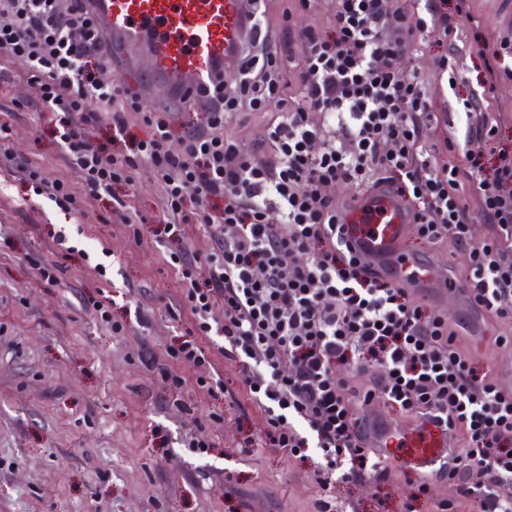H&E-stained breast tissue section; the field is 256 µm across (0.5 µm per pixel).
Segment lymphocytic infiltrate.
<instances>
[{"label": "lymphocytic infiltrate", "instance_id": "1", "mask_svg": "<svg viewBox=\"0 0 512 512\" xmlns=\"http://www.w3.org/2000/svg\"><path fill=\"white\" fill-rule=\"evenodd\" d=\"M253 3L259 54L244 62L234 92L214 87L206 125L185 133L176 153L166 116L144 109L124 81L99 80L108 58L83 0H68L63 10L57 0H0V15L9 18L0 25V60L26 59L41 87L40 111L61 113L56 140L80 172L84 194L116 199L139 163H148L163 187L162 217L148 232L162 240L173 225L199 224L218 246L206 255L170 252L195 335L150 357L147 367L178 387L182 379L166 361L187 362L199 369L202 391L224 395V379L201 344L216 329L214 306L223 305L218 350L263 413L266 443L299 459L317 448L323 484L388 477V460L366 446L352 409L353 401L380 397L464 440L465 454L439 468L457 497L439 501L438 512H456L462 501L475 512H512V391L461 348L450 316L412 299L345 243L337 201L326 192L345 183L408 201L419 240L467 252L460 280L474 308L512 323V161L488 166L500 119L484 108L498 82L512 80V41L490 44L470 0H331L326 31L292 28V11L313 9L316 0H290L276 33L266 0ZM464 27L466 51L483 73L470 93L465 139L429 138L423 130L433 124L432 105L400 62L432 35L442 50L439 73L457 80ZM92 99L111 105L112 138L124 150L107 154L91 141L88 131L101 120L87 108ZM273 101L279 116L254 154L241 155L224 134L225 119L265 111ZM131 112L141 113L146 138H130ZM314 112L322 123L311 120ZM21 173L59 208L80 212L81 196L65 182L32 166ZM473 201L491 224L481 240L466 218ZM365 374L368 384H354Z\"/></svg>", "mask_w": 512, "mask_h": 512}]
</instances>
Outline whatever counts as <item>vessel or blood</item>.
<instances>
[{
    "instance_id": "obj_1",
    "label": "vessel or blood",
    "mask_w": 512,
    "mask_h": 512,
    "mask_svg": "<svg viewBox=\"0 0 512 512\" xmlns=\"http://www.w3.org/2000/svg\"><path fill=\"white\" fill-rule=\"evenodd\" d=\"M93 8L116 72L133 67L127 46L149 40L156 84L144 99L148 105L162 100L196 103L197 91L238 55L251 27L248 0H93ZM336 219L356 252L382 265L404 287L461 293V283L447 270H434L404 251L412 215L399 197H360L340 207ZM368 444L409 469H436L451 452L447 431L428 421L407 427L384 424L372 430Z\"/></svg>"
}]
</instances>
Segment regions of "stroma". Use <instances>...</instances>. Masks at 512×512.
Segmentation results:
<instances>
[{"instance_id": "1", "label": "stroma", "mask_w": 512, "mask_h": 512, "mask_svg": "<svg viewBox=\"0 0 512 512\" xmlns=\"http://www.w3.org/2000/svg\"><path fill=\"white\" fill-rule=\"evenodd\" d=\"M489 41L512 29V0H471ZM438 47L404 58L436 111H447L444 131L464 140L463 99L476 85L469 57L459 61L461 82L437 73ZM14 82L0 86V125L18 163L39 166L48 180L82 184L55 141L57 118L38 111L40 90L27 80L23 60L10 62ZM277 104L237 116L224 127L242 155L253 152ZM147 220L161 213L162 187L150 166H140L128 191ZM73 251L68 269L52 286L37 280L28 255H50L52 232ZM167 254L151 234L134 239L132 225L112 212L109 200L85 198L81 214L62 210L44 195L0 170V512H314L331 497L339 512H435L455 487L431 480L419 495L416 471L392 467L383 483L370 480L323 486L316 458L301 461L279 448L242 452L261 438L263 420L249 401L210 398L198 371L177 363L181 388L164 386L139 357L164 353L190 328L181 284ZM97 296L110 322L86 302ZM425 305L469 319L464 343L480 365L491 366L499 385L512 391V346L493 348L491 327L451 296H424ZM123 330L113 334V324ZM224 416L222 424L213 414ZM210 442L197 455L190 438Z\"/></svg>"}]
</instances>
